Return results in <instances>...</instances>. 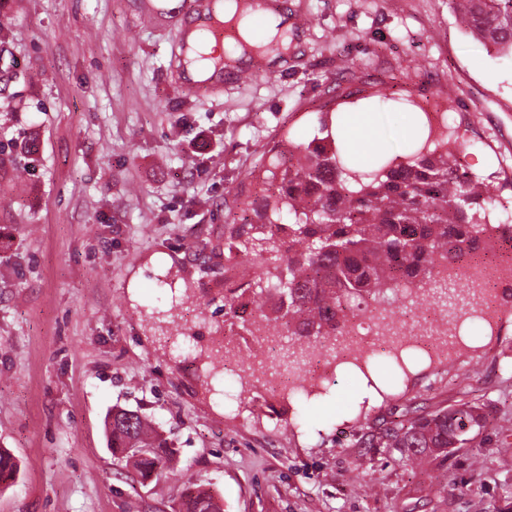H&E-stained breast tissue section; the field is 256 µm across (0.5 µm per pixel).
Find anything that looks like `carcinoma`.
I'll use <instances>...</instances> for the list:
<instances>
[{
	"label": "carcinoma",
	"instance_id": "1",
	"mask_svg": "<svg viewBox=\"0 0 512 512\" xmlns=\"http://www.w3.org/2000/svg\"><path fill=\"white\" fill-rule=\"evenodd\" d=\"M461 27L512 57V0H450ZM462 143L427 131L408 153L379 154L366 171L348 164L325 121L307 143L274 142L250 173L265 194L239 203L224 225L228 250L261 273L224 288V316L267 336L296 340L344 335L349 297L377 300L391 289L433 281L435 258L451 265L512 241V224H493L494 198L459 162ZM470 431L465 432V424ZM482 427L478 408L413 411L372 446L400 448L415 463L464 448ZM112 454L142 479L160 476L177 450L139 411L112 410ZM182 512H223L209 490L188 489Z\"/></svg>",
	"mask_w": 512,
	"mask_h": 512
}]
</instances>
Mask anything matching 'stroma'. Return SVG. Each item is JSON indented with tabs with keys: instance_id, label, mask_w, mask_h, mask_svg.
<instances>
[{
	"instance_id": "1",
	"label": "stroma",
	"mask_w": 512,
	"mask_h": 512,
	"mask_svg": "<svg viewBox=\"0 0 512 512\" xmlns=\"http://www.w3.org/2000/svg\"><path fill=\"white\" fill-rule=\"evenodd\" d=\"M142 0H0V512H178L191 486L224 512H512V324H472L406 370L375 356L306 392L265 395L214 353L224 226L270 143L364 108L379 149L441 108L461 163L512 200V58L449 0H274L288 49L248 82L186 95L175 21ZM377 402L358 401L366 379ZM483 406L475 439L407 466L367 442L407 411ZM179 453L141 480L112 455L113 407Z\"/></svg>"
}]
</instances>
